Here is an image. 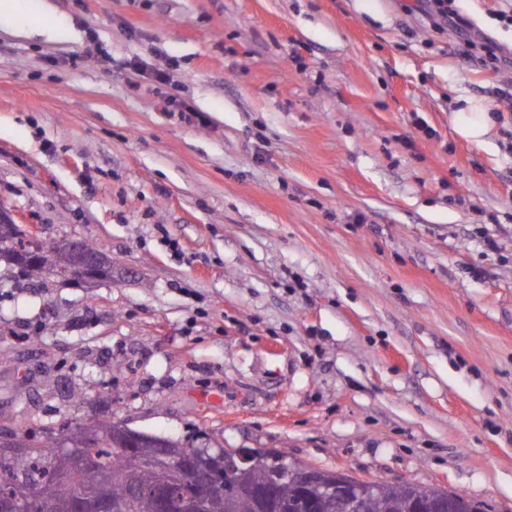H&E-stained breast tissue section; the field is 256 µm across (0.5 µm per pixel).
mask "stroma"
<instances>
[{
	"instance_id": "obj_1",
	"label": "stroma",
	"mask_w": 512,
	"mask_h": 512,
	"mask_svg": "<svg viewBox=\"0 0 512 512\" xmlns=\"http://www.w3.org/2000/svg\"><path fill=\"white\" fill-rule=\"evenodd\" d=\"M419 5L1 16L0 207L112 273L19 288L0 263V418L274 448L512 512V68ZM452 7L512 57V0ZM471 98L480 144L457 132ZM470 111L465 123L459 125V134L469 140L481 142L485 140L491 129V120L487 114V106L474 100L467 101Z\"/></svg>"
}]
</instances>
